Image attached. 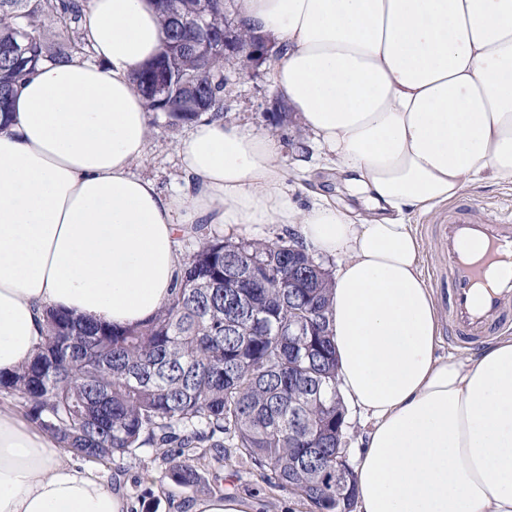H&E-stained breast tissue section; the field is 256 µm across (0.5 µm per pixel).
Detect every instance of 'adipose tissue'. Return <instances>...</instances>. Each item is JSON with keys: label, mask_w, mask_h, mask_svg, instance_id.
I'll return each mask as SVG.
<instances>
[{"label": "adipose tissue", "mask_w": 512, "mask_h": 512, "mask_svg": "<svg viewBox=\"0 0 512 512\" xmlns=\"http://www.w3.org/2000/svg\"><path fill=\"white\" fill-rule=\"evenodd\" d=\"M283 50L272 80L319 157L378 217L290 196L275 139L202 118L184 184L148 155L133 75L163 47L154 0H86L91 57L43 63L0 128V372L31 360L46 309L126 326L168 301L197 224L295 230L340 257L329 328L345 401L369 424L359 512H512V336L437 355L439 315L411 222L490 182L512 188V0H236ZM0 512H128L55 439L0 410Z\"/></svg>", "instance_id": "ef3b65f1"}]
</instances>
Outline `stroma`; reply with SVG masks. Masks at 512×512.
Returning a JSON list of instances; mask_svg holds the SVG:
<instances>
[{
	"instance_id": "35a3bbf8",
	"label": "stroma",
	"mask_w": 512,
	"mask_h": 512,
	"mask_svg": "<svg viewBox=\"0 0 512 512\" xmlns=\"http://www.w3.org/2000/svg\"><path fill=\"white\" fill-rule=\"evenodd\" d=\"M228 84L224 92L225 121L240 129L262 132L266 125L263 112L266 102L275 95L268 66L258 68L248 77L227 70ZM149 148L146 162L136 164L135 175L153 180L162 193L180 188L182 171L176 152L178 133L171 131L162 113L148 115ZM302 148H295L292 138L280 137V161L286 172V185L300 202H308L311 193L327 195L337 204L348 201L338 193L336 182L326 169L316 166V149L310 133H303ZM448 209L439 206L430 212L412 216L416 232L422 241L421 270L428 288L437 300L440 324L438 352L452 358L467 356L472 345L450 339L448 319V259L444 249V220ZM201 483L184 488L166 475V464L159 451L141 448L124 458L103 466L75 459L78 469L97 476L112 490L119 492L128 504L129 512H189L193 502L203 497L233 491L240 497L260 505V512H312L309 503L296 493L270 485L262 471L235 449H225L223 455L201 448L193 457Z\"/></svg>"
}]
</instances>
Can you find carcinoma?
Returning <instances> with one entry per match:
<instances>
[{"mask_svg":"<svg viewBox=\"0 0 512 512\" xmlns=\"http://www.w3.org/2000/svg\"><path fill=\"white\" fill-rule=\"evenodd\" d=\"M163 51L135 82L148 111L179 130L201 116H224L225 67L248 58L224 54L207 32L250 31L224 13V0H157ZM80 0H0V117L15 86L42 62L85 51L72 24ZM202 236L182 259L169 302L151 319L114 326L59 308L45 313L37 353L18 372L0 373V395L63 448L111 463L136 448H162L170 479L194 487L192 448L221 455L224 439L317 512H343L336 497V349L329 331L335 279L295 233L274 241ZM311 308L303 330L292 308Z\"/></svg>","mask_w":512,"mask_h":512,"instance_id":"cac0c4a2","label":"carcinoma"}]
</instances>
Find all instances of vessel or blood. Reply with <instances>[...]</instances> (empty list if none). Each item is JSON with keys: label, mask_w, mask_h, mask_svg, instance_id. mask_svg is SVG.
Here are the masks:
<instances>
[{"label": "vessel or blood", "mask_w": 512, "mask_h": 512, "mask_svg": "<svg viewBox=\"0 0 512 512\" xmlns=\"http://www.w3.org/2000/svg\"><path fill=\"white\" fill-rule=\"evenodd\" d=\"M483 261H475L476 251ZM512 254V212L497 220L483 218L465 205L449 212L447 224L448 321L457 337L469 343L512 323V274L498 276L486 292L477 287L485 280L489 263Z\"/></svg>", "instance_id": "vessel-or-blood-1"}]
</instances>
